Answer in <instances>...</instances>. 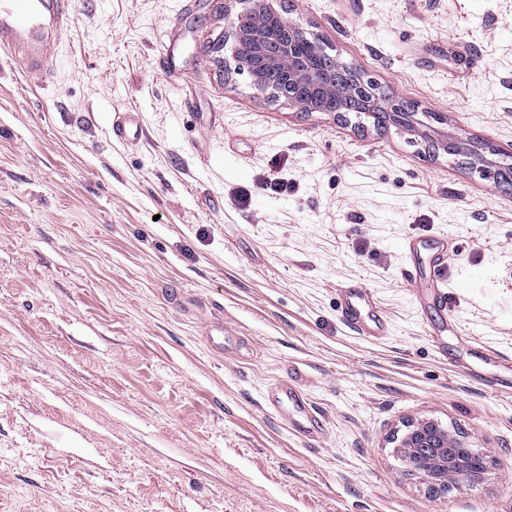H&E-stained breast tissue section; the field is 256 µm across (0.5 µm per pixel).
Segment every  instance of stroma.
I'll list each match as a JSON object with an SVG mask.
<instances>
[{
    "mask_svg": "<svg viewBox=\"0 0 512 512\" xmlns=\"http://www.w3.org/2000/svg\"><path fill=\"white\" fill-rule=\"evenodd\" d=\"M268 5L512 153V0ZM248 8L72 0L40 78L0 48V512H512V189L371 114L255 95L226 45ZM356 282L385 333L344 322ZM283 382L321 436L267 406ZM421 420L483 478L409 470Z\"/></svg>",
    "mask_w": 512,
    "mask_h": 512,
    "instance_id": "stroma-1",
    "label": "stroma"
}]
</instances>
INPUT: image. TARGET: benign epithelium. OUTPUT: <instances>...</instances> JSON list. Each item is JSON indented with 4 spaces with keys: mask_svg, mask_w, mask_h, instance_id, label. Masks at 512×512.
<instances>
[{
    "mask_svg": "<svg viewBox=\"0 0 512 512\" xmlns=\"http://www.w3.org/2000/svg\"><path fill=\"white\" fill-rule=\"evenodd\" d=\"M267 12L266 0H251L247 16L239 14L228 19L235 71L247 75L257 94L303 112L323 111L319 106L323 99L336 100L339 113L350 112L353 106L360 105L367 112L378 111L389 121L418 132L420 137L449 154L468 156L485 176L496 173L503 178L512 172L511 163L489 159L482 149L437 133L417 118V110L408 108L404 99L379 92L355 68L337 58H330L326 66L316 65L310 50L314 48L322 53L324 48L300 23L282 19L278 38L270 39L262 26ZM259 67L278 74V82L260 80ZM397 448L408 468L440 485L446 484L450 475L472 483L480 480L486 470L484 457L469 448L465 437L433 421L410 425Z\"/></svg>",
    "mask_w": 512,
    "mask_h": 512,
    "instance_id": "1",
    "label": "benign epithelium"
}]
</instances>
